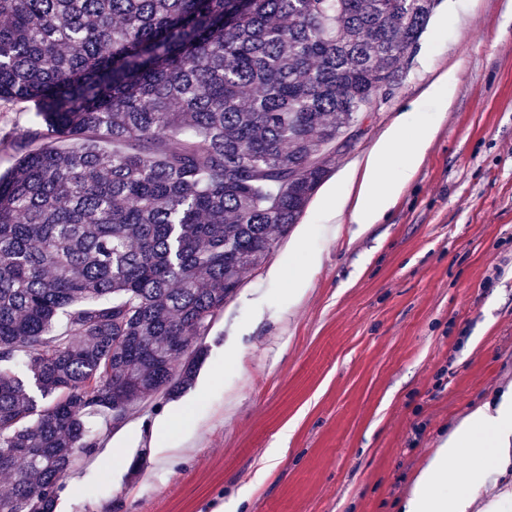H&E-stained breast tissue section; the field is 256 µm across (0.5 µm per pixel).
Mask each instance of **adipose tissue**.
Segmentation results:
<instances>
[{
    "label": "adipose tissue",
    "mask_w": 512,
    "mask_h": 512,
    "mask_svg": "<svg viewBox=\"0 0 512 512\" xmlns=\"http://www.w3.org/2000/svg\"><path fill=\"white\" fill-rule=\"evenodd\" d=\"M411 123L410 114H401L382 136L363 162L358 195L352 209H345L339 191H331V199L323 214L326 221H335L348 214L350 223L367 230L378 223L393 206L404 186L413 178L435 132L433 125H421L413 138L405 132ZM401 155L399 179L385 174L394 155ZM471 455L474 466L466 473L454 468L462 455ZM512 461V395L497 403L476 407L462 419L422 469L404 512H469L481 487L491 481L494 466ZM447 478L456 488L453 496L438 488L439 478Z\"/></svg>",
    "instance_id": "ef3b65f1"
}]
</instances>
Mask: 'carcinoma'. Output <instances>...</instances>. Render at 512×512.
Instances as JSON below:
<instances>
[{"label": "carcinoma", "mask_w": 512, "mask_h": 512, "mask_svg": "<svg viewBox=\"0 0 512 512\" xmlns=\"http://www.w3.org/2000/svg\"><path fill=\"white\" fill-rule=\"evenodd\" d=\"M440 0H0V512H56L94 418L191 385ZM36 109L32 103H0V171L10 169L23 147L22 137L35 128Z\"/></svg>", "instance_id": "cac0c4a2"}]
</instances>
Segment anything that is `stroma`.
Here are the masks:
<instances>
[{"label": "stroma", "instance_id": "stroma-1", "mask_svg": "<svg viewBox=\"0 0 512 512\" xmlns=\"http://www.w3.org/2000/svg\"><path fill=\"white\" fill-rule=\"evenodd\" d=\"M459 81L448 111L424 97L440 72ZM431 123L424 161L378 224L322 230L324 191L199 344L224 374L165 432L189 447L159 455L156 396L125 420L98 418L100 443L139 435L122 464L77 452L58 512H402L416 480L474 407L512 392V0H442L400 83L376 98L336 158L354 170L400 113ZM30 103H0V171L34 128ZM281 457L266 468L271 448Z\"/></svg>", "mask_w": 512, "mask_h": 512}]
</instances>
